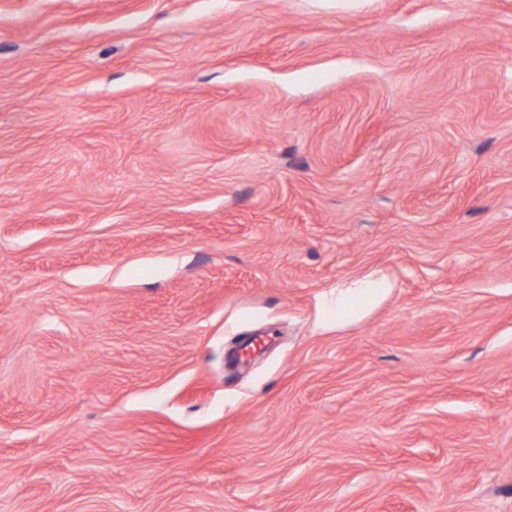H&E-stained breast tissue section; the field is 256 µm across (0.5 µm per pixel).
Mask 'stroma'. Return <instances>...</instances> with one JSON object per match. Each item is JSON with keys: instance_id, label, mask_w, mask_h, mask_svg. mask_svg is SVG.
<instances>
[{"instance_id": "1", "label": "stroma", "mask_w": 512, "mask_h": 512, "mask_svg": "<svg viewBox=\"0 0 512 512\" xmlns=\"http://www.w3.org/2000/svg\"><path fill=\"white\" fill-rule=\"evenodd\" d=\"M0 512H512V0H0ZM384 285L380 281L356 279L346 280L336 285L332 290L331 307L336 308V317L352 310L355 302L370 294L380 293ZM382 293V292H381Z\"/></svg>"}]
</instances>
